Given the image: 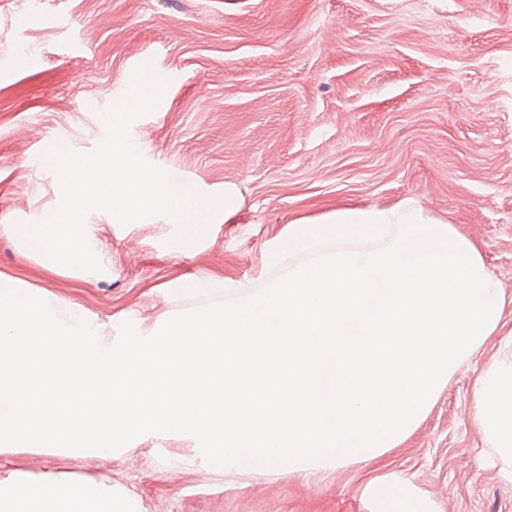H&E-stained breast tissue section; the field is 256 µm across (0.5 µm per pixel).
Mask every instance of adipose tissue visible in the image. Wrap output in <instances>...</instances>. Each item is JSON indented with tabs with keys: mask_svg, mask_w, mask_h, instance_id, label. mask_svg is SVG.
I'll use <instances>...</instances> for the list:
<instances>
[{
	"mask_svg": "<svg viewBox=\"0 0 512 512\" xmlns=\"http://www.w3.org/2000/svg\"><path fill=\"white\" fill-rule=\"evenodd\" d=\"M475 414L490 442L492 466L512 483V353L475 380ZM366 512H437L405 477L375 478L365 492ZM0 512H139V505L111 479L45 481L12 472L0 476Z\"/></svg>",
	"mask_w": 512,
	"mask_h": 512,
	"instance_id": "1",
	"label": "adipose tissue"
}]
</instances>
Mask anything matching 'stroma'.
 Segmentation results:
<instances>
[{
    "label": "stroma",
    "instance_id": "1",
    "mask_svg": "<svg viewBox=\"0 0 512 512\" xmlns=\"http://www.w3.org/2000/svg\"><path fill=\"white\" fill-rule=\"evenodd\" d=\"M146 61L169 85L131 128L141 154L204 194L233 187L240 209L189 251L162 217L93 212L112 268L93 278L0 232V279L80 305L113 340L124 321L144 333L225 286L269 285L268 254L299 218L409 200L477 245L509 302L376 462L227 476L162 437L112 457L22 450L0 455V473L107 476L141 512H366L367 482L397 473L439 512H512L472 401L512 338V0H0V225L58 204L33 153L58 140L91 151L104 127L84 99L110 101Z\"/></svg>",
    "mask_w": 512,
    "mask_h": 512
}]
</instances>
